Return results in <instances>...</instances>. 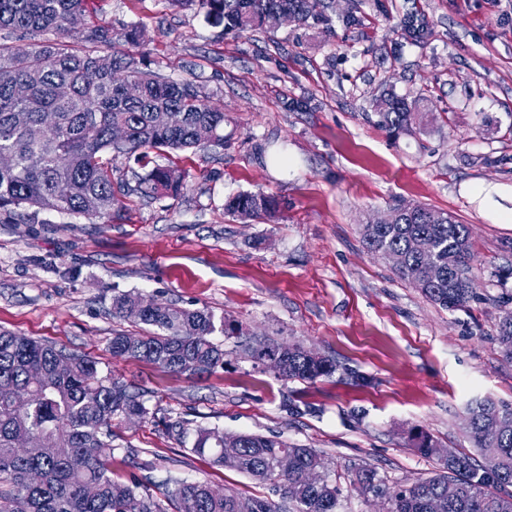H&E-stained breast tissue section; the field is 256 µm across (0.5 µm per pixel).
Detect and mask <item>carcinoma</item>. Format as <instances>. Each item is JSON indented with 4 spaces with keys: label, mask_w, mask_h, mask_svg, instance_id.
I'll use <instances>...</instances> for the list:
<instances>
[{
    "label": "carcinoma",
    "mask_w": 512,
    "mask_h": 512,
    "mask_svg": "<svg viewBox=\"0 0 512 512\" xmlns=\"http://www.w3.org/2000/svg\"><path fill=\"white\" fill-rule=\"evenodd\" d=\"M174 6L195 4L208 19L238 32H273L277 17L292 14L305 22L319 0H170ZM88 0H0V154L12 163L0 167V216L11 224H31L43 210L112 222V157L134 155L148 161L153 150H184L224 144V113L206 106L188 83L158 76L139 67L135 58L107 47L119 41L135 44L143 31L133 26L116 36L105 23L84 30L81 44L70 41L69 22L86 18ZM58 34L56 39L46 34ZM31 40L18 47L17 42ZM134 76L140 93L128 97L117 79ZM24 83L28 93L17 96ZM67 85L63 99L58 87ZM380 123L389 132H414L425 126V113L394 92L380 100ZM168 113L158 126L154 114ZM127 129L122 142L112 128ZM148 194L176 196L181 176L153 166L143 179ZM226 210L243 221L271 215L273 202L261 194H238ZM397 223L363 225L362 244L372 254H400L396 275L427 300L461 309L474 299L468 288L474 269L470 228L446 212L421 204H399ZM428 238L438 270H428L415 243ZM146 301L122 294L112 301V314ZM137 321L155 328L144 336L112 338L114 357L135 358L170 372L205 374L224 365V349L211 340L220 332L240 334L238 326L216 321L212 313L150 303ZM496 340L512 363V312L501 317ZM254 364L282 361L278 376L315 380L336 371V364L301 348L274 341L245 347ZM60 358L69 360L64 372ZM149 414L141 395L123 382L101 374L99 362L54 344L0 330V512H162L138 482L112 479V419ZM467 433L477 457L456 454L442 459V470L409 487L392 490L376 468L352 472L350 482L382 502L383 512H428L431 499L457 486L446 512H512V406L480 400L466 412ZM231 438L237 456L231 469L251 480L274 483L281 502L255 497L256 512H340L342 490L336 479L306 481L324 461L314 448L290 445L276 436L228 435L218 428L196 430L191 451L224 466V442ZM282 454L294 458L288 473L277 467ZM169 497L179 512H237L242 495L226 488L217 493L206 483L177 481Z\"/></svg>",
    "instance_id": "carcinoma-1"
}]
</instances>
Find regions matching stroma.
<instances>
[{"mask_svg":"<svg viewBox=\"0 0 512 512\" xmlns=\"http://www.w3.org/2000/svg\"><path fill=\"white\" fill-rule=\"evenodd\" d=\"M89 9L114 33L141 28L124 52L224 113L223 146L152 153L182 176L178 197L144 196L145 168L116 156L111 223L54 212L0 223V328L94 357L143 396L145 418L112 422L113 479L143 484L164 512H177V481L272 497L271 485L191 453L194 430L216 427L318 450L344 512H379L351 484L356 467L408 487L439 466L420 437L471 452L468 402L512 406V363L496 341L512 311V223L472 193L498 188L512 209V0H322L317 17L272 33L227 31L168 0ZM389 90L428 113L424 132L381 127L376 100ZM241 193L271 196L274 214H230ZM401 201L470 227L468 307L431 303L363 248V224ZM130 292L237 324L240 335L213 337L223 366L197 377L113 357V336L146 330L112 314ZM255 340L302 345L338 369L278 378L245 356Z\"/></svg>","mask_w":512,"mask_h":512,"instance_id":"1","label":"stroma"}]
</instances>
